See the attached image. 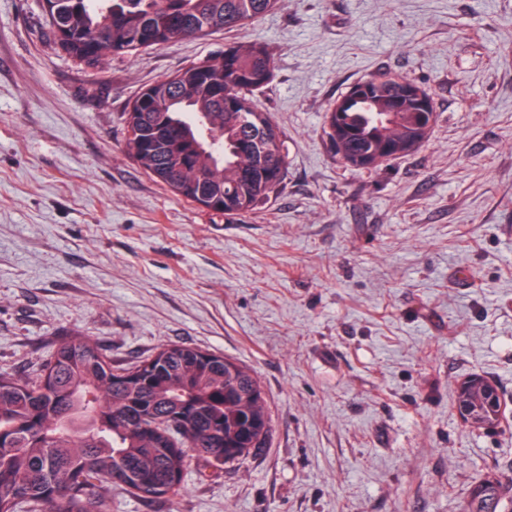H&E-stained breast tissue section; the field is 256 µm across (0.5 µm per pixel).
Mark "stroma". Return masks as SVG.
Masks as SVG:
<instances>
[{
    "label": "stroma",
    "mask_w": 512,
    "mask_h": 512,
    "mask_svg": "<svg viewBox=\"0 0 512 512\" xmlns=\"http://www.w3.org/2000/svg\"><path fill=\"white\" fill-rule=\"evenodd\" d=\"M253 38L288 170L228 221L138 166L123 113ZM382 74L425 88L436 123L358 171L325 114ZM70 333L122 367L167 344L234 358L272 419L267 448L191 459L177 496L104 487L110 512H462L489 477L512 498V0H279L99 69L59 49L41 0H0V370L35 372ZM475 374L498 428L457 412Z\"/></svg>",
    "instance_id": "1"
}]
</instances>
